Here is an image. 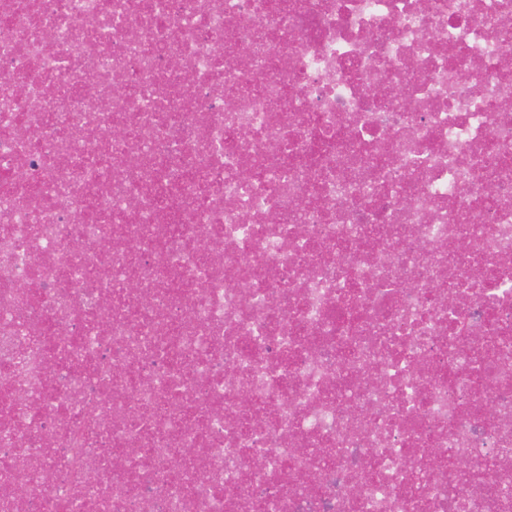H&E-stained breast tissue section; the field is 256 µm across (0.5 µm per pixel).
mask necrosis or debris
Listing matches in <instances>:
<instances>
[{"mask_svg":"<svg viewBox=\"0 0 512 512\" xmlns=\"http://www.w3.org/2000/svg\"><path fill=\"white\" fill-rule=\"evenodd\" d=\"M0 512H512V0H0Z\"/></svg>","mask_w":512,"mask_h":512,"instance_id":"necrosis-or-debris-1","label":"necrosis or debris"}]
</instances>
